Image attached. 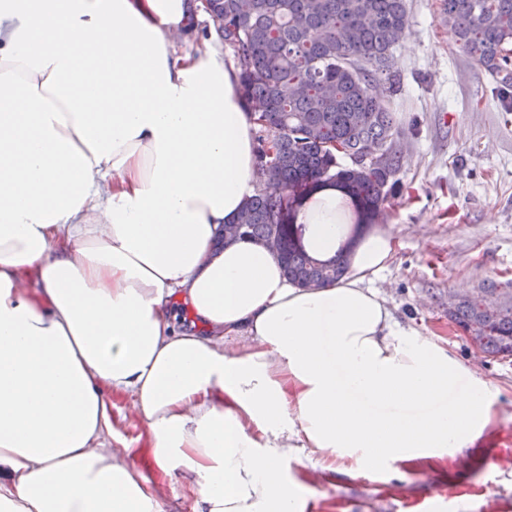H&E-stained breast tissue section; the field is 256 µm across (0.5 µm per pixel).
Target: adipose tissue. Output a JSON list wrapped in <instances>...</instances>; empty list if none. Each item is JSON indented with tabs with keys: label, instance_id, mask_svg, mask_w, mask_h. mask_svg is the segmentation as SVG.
Instances as JSON below:
<instances>
[{
	"label": "adipose tissue",
	"instance_id": "adipose-tissue-1",
	"mask_svg": "<svg viewBox=\"0 0 512 512\" xmlns=\"http://www.w3.org/2000/svg\"><path fill=\"white\" fill-rule=\"evenodd\" d=\"M195 0H0V512H163L112 453L109 391L197 512H303L283 462L441 459L494 415L489 384L394 320V252L336 189L300 207L330 286L221 243L256 190L251 108L217 38L177 44ZM189 326L168 316L173 303Z\"/></svg>",
	"mask_w": 512,
	"mask_h": 512
}]
</instances>
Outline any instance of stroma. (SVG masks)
Returning <instances> with one entry per match:
<instances>
[{
	"instance_id": "obj_1",
	"label": "stroma",
	"mask_w": 512,
	"mask_h": 512,
	"mask_svg": "<svg viewBox=\"0 0 512 512\" xmlns=\"http://www.w3.org/2000/svg\"><path fill=\"white\" fill-rule=\"evenodd\" d=\"M407 4L411 24L393 51L397 84L386 95L401 131L403 191L385 205L397 248L371 285L400 326L434 337L485 378L494 418L452 459L364 476L324 470L305 451L289 456L288 476L307 490L304 512H512V357L476 358L448 318L449 293L512 288V113L457 46L442 0ZM111 423L113 447L129 449V465L161 488L164 512H195L190 475L155 467L128 395L113 394Z\"/></svg>"
}]
</instances>
